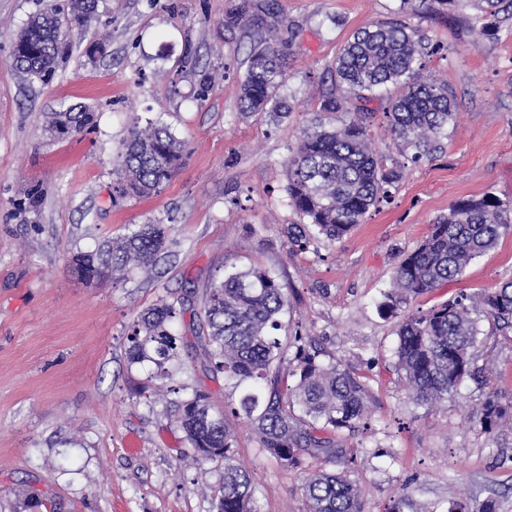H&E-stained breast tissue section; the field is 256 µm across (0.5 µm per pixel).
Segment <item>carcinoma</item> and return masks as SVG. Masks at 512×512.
Masks as SVG:
<instances>
[{"instance_id": "1", "label": "carcinoma", "mask_w": 512, "mask_h": 512, "mask_svg": "<svg viewBox=\"0 0 512 512\" xmlns=\"http://www.w3.org/2000/svg\"><path fill=\"white\" fill-rule=\"evenodd\" d=\"M473 2L477 12L468 16V27L474 32L488 35L500 15L512 16V0ZM275 18L274 0H261L229 15L228 23L264 28V35L251 43L248 69L239 83L240 112L280 122L290 112L281 90L287 81L285 48L294 33L290 27L281 28ZM96 21L97 0H69L65 6L44 9L17 34L12 66L32 82L48 83L72 53V31L86 30ZM437 51L422 28L403 20L359 30L339 50L330 68L334 88L321 92L311 126L288 157V200L300 219L288 225L290 245H300L310 235L339 239L363 223L371 209L392 198L402 167L384 163L372 147L366 124L372 100L387 97L386 124L412 162L430 160L442 150L455 125L457 105L447 82L428 74L427 58ZM223 80L222 72H202L196 99L207 100ZM333 117L340 125L324 124ZM92 122L89 107L71 104L47 113L45 131L51 140L60 141ZM187 151L185 140L156 122L133 129L117 156L112 200L159 191ZM510 229L512 204L492 192L462 198L435 219L397 266L382 308L401 317L398 370L416 402L445 404L471 375L481 321L501 332L512 330V280L477 300L461 293L425 312L406 307L412 298L461 277ZM173 244L163 224H132L124 235L73 254L70 267L88 281L130 270L148 276ZM287 305L283 285L267 269H232L212 280L201 306L206 370L223 376L238 393L237 411L254 423L259 447L284 467H298L304 454L334 463L345 456L339 433L367 419L370 393L356 374L304 348L297 349L289 370L296 377L294 388L280 392L278 379H269V374L283 359L275 331L281 328L280 315ZM178 316L163 302L137 318L127 336L129 366L147 370L150 379L160 382L155 401L184 433L186 458L196 465L224 462L218 512H258L250 477L234 456V433L224 411L214 408L202 390L165 384L179 361V337L171 328ZM506 418H512V402L490 397L479 422L490 434ZM302 491L308 512H363L357 481L346 469L308 473Z\"/></svg>"}]
</instances>
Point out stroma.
<instances>
[{
    "instance_id": "stroma-1",
    "label": "stroma",
    "mask_w": 512,
    "mask_h": 512,
    "mask_svg": "<svg viewBox=\"0 0 512 512\" xmlns=\"http://www.w3.org/2000/svg\"><path fill=\"white\" fill-rule=\"evenodd\" d=\"M245 0H99L110 34L105 55L89 59L95 29L73 34L75 47L49 85L28 83L10 65L17 33L47 0H0V506L20 508L27 493H48L64 512H217L223 462L184 461L183 434L154 400V385L129 367L127 334L162 302L186 314L201 308L212 279L230 266H260L284 286L288 305L278 332L286 354L296 340L348 368L370 391L371 428L342 432L363 512H386L407 493L415 512H447L462 502L481 512H512V423L494 434L478 423L492 394L512 400V331L481 322L475 365L448 403L430 407L407 393L397 369V318L380 306L399 262L456 200L495 193L512 201V18L475 38L471 6L433 12L414 0L408 23L437 43L428 71L456 95L457 121L431 160L403 161L383 115L370 137L376 152L403 162L391 200L363 224L329 242L290 247L298 223L287 185L289 149L300 140L339 49L360 28L395 19L396 0H277L298 36L286 49L291 106L274 124L239 113L237 84L248 67L253 32L227 24ZM227 77L206 101L199 75ZM82 103L94 123L48 142L45 113ZM188 143L172 179L145 198L113 200L117 155L147 119ZM37 209L21 207L26 188ZM165 224L175 244L151 276L87 282L69 258L94 250L130 224ZM512 278V232L464 275L411 300L428 310L458 294L478 296ZM181 368L173 386L205 390L216 407L234 403L223 378L207 375L204 344L183 323ZM233 450L248 471L260 512H307L306 456L288 469L261 450L251 421L231 416Z\"/></svg>"
}]
</instances>
